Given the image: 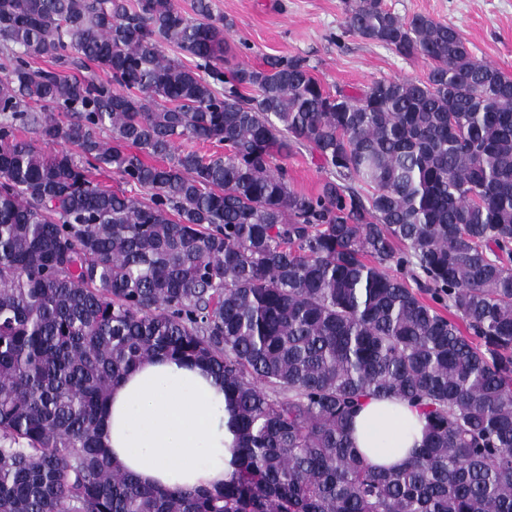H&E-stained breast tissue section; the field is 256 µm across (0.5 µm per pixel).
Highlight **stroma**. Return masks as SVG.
I'll return each mask as SVG.
<instances>
[{
	"label": "stroma",
	"instance_id": "35a3bbf8",
	"mask_svg": "<svg viewBox=\"0 0 512 512\" xmlns=\"http://www.w3.org/2000/svg\"><path fill=\"white\" fill-rule=\"evenodd\" d=\"M402 16L455 25L472 52L512 75V0H383ZM232 24L234 60L254 67L268 55L299 56L329 88L348 91L390 78H424L429 64L346 33L345 0H212Z\"/></svg>",
	"mask_w": 512,
	"mask_h": 512
}]
</instances>
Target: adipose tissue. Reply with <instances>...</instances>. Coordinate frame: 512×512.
Here are the masks:
<instances>
[{"instance_id": "ef3b65f1", "label": "adipose tissue", "mask_w": 512, "mask_h": 512, "mask_svg": "<svg viewBox=\"0 0 512 512\" xmlns=\"http://www.w3.org/2000/svg\"><path fill=\"white\" fill-rule=\"evenodd\" d=\"M102 427L113 462L142 484L217 488L232 471L224 383L201 364L167 356L138 364L113 386ZM422 428L408 402L368 398L351 438L369 463L395 468L419 447Z\"/></svg>"}]
</instances>
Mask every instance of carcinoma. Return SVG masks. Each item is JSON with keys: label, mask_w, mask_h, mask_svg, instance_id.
<instances>
[{"label": "carcinoma", "mask_w": 512, "mask_h": 512, "mask_svg": "<svg viewBox=\"0 0 512 512\" xmlns=\"http://www.w3.org/2000/svg\"><path fill=\"white\" fill-rule=\"evenodd\" d=\"M193 12L0 0V512H512V76L348 0L347 32L429 71L333 92L299 57L229 65L232 23ZM157 355L224 381L219 489L112 464L108 393ZM369 397L424 416L398 469L354 449ZM286 163L288 173L292 178V185L302 192H316L328 176L320 168L318 161L312 158L304 149L288 157Z\"/></svg>", "instance_id": "cac0c4a2"}]
</instances>
